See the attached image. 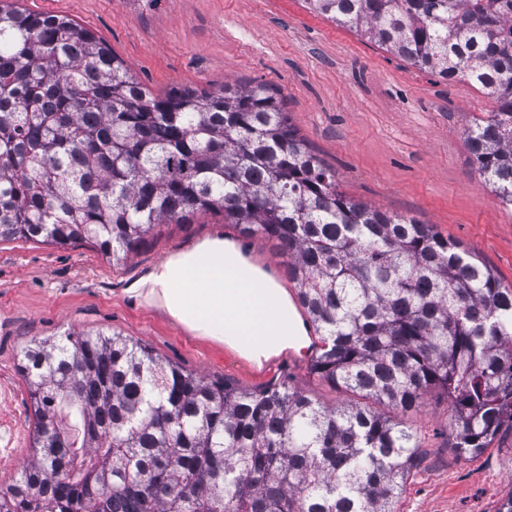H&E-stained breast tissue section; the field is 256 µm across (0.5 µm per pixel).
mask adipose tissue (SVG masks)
<instances>
[{"instance_id": "obj_1", "label": "adipose tissue", "mask_w": 512, "mask_h": 512, "mask_svg": "<svg viewBox=\"0 0 512 512\" xmlns=\"http://www.w3.org/2000/svg\"><path fill=\"white\" fill-rule=\"evenodd\" d=\"M134 292L188 331L257 365L308 343L286 289L229 241L207 240L174 253L144 275Z\"/></svg>"}]
</instances>
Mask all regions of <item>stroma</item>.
<instances>
[{
    "label": "stroma",
    "mask_w": 512,
    "mask_h": 512,
    "mask_svg": "<svg viewBox=\"0 0 512 512\" xmlns=\"http://www.w3.org/2000/svg\"><path fill=\"white\" fill-rule=\"evenodd\" d=\"M72 19L102 40L153 95L265 83L340 191L355 201L433 225L512 286V208L482 189L465 130L495 101L465 79L447 82L304 8L301 0H18ZM230 240L278 280L274 240L246 238L223 214L157 224L112 262L94 244L24 238L0 242V486L35 453L28 385L18 369L34 341L103 330L147 346L181 369L246 392L284 384L335 406L345 392L310 369L312 355L282 352L256 366L194 335L131 286L179 250ZM452 401L440 389L399 417L418 448L399 512H495L512 493V426L480 455L452 446Z\"/></svg>",
    "instance_id": "35a3bbf8"
}]
</instances>
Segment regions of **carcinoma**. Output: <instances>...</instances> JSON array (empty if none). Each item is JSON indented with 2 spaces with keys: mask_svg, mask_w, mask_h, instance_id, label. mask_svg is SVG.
Wrapping results in <instances>:
<instances>
[{
  "mask_svg": "<svg viewBox=\"0 0 512 512\" xmlns=\"http://www.w3.org/2000/svg\"><path fill=\"white\" fill-rule=\"evenodd\" d=\"M497 110L465 130L512 206V0H303ZM224 212L277 241L317 374L405 411L455 403L464 455L512 424V287L433 225L351 200L266 84L152 96L67 17L0 2V241L91 242L125 260L154 224ZM35 443L0 512H397L417 440L361 403L323 406L186 373L71 331L27 348Z\"/></svg>",
  "mask_w": 512,
  "mask_h": 512,
  "instance_id": "1",
  "label": "carcinoma"
}]
</instances>
